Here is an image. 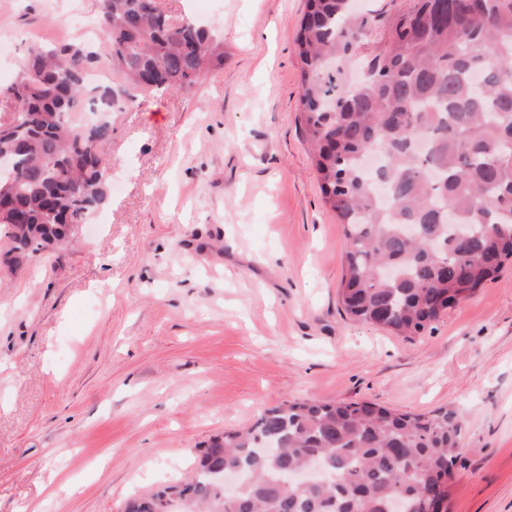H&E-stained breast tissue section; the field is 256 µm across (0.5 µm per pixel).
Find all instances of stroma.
<instances>
[{"label":"stroma","mask_w":512,"mask_h":512,"mask_svg":"<svg viewBox=\"0 0 512 512\" xmlns=\"http://www.w3.org/2000/svg\"><path fill=\"white\" fill-rule=\"evenodd\" d=\"M157 4L219 32L224 67L116 108L124 188L0 271V512H124L297 400L460 409L448 512H512V263L422 335L353 321L298 121L305 0ZM99 17V0H0V90L39 48L106 53Z\"/></svg>","instance_id":"stroma-1"}]
</instances>
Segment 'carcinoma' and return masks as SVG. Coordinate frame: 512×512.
Listing matches in <instances>:
<instances>
[{"label":"carcinoma","mask_w":512,"mask_h":512,"mask_svg":"<svg viewBox=\"0 0 512 512\" xmlns=\"http://www.w3.org/2000/svg\"><path fill=\"white\" fill-rule=\"evenodd\" d=\"M384 26L360 51L369 19ZM112 69L134 90L190 92L224 68V45L193 19L177 25L154 0H102ZM299 121L324 203L344 227L338 291L355 321L417 336L512 262V0H415L389 23L347 0H307L296 38ZM100 54L79 44L39 50L9 88L0 126V221L19 267L64 242L70 224L108 201L103 148L115 90L91 86ZM98 105L99 119H70ZM469 231L462 245L457 228ZM463 416L399 413L374 403L294 401L224 433L194 479L134 499L126 512H448ZM315 461L327 477L290 490ZM241 472L229 491L220 477Z\"/></svg>","instance_id":"obj_1"}]
</instances>
